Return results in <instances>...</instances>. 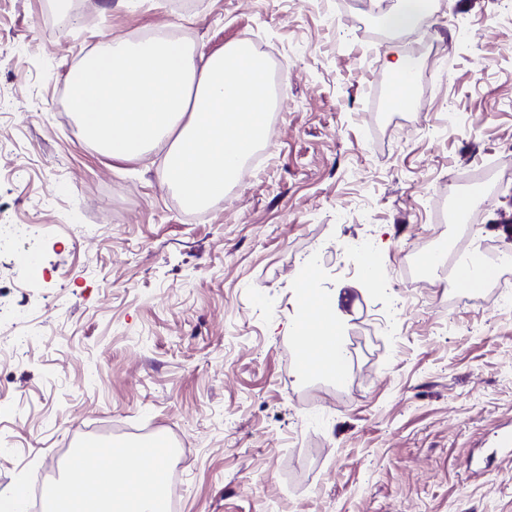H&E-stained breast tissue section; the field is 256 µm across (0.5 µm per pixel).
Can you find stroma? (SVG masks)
<instances>
[{"mask_svg":"<svg viewBox=\"0 0 512 512\" xmlns=\"http://www.w3.org/2000/svg\"><path fill=\"white\" fill-rule=\"evenodd\" d=\"M0 0V310L54 336L0 361V500L38 512L78 442L175 447L174 512H512V306L498 266L459 287L429 243L512 250L506 0ZM247 45L282 77L260 163L189 208L169 143L86 141L69 76L101 41ZM415 55L393 107L386 63ZM470 207L459 211L458 198ZM95 236L87 244L85 232ZM340 295L345 374L296 360L297 282ZM424 0H402L401 8L394 14L387 15L384 22L393 29H405L410 27L423 14Z\"/></svg>","mask_w":512,"mask_h":512,"instance_id":"1","label":"stroma"}]
</instances>
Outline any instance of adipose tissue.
I'll return each mask as SVG.
<instances>
[{"label":"adipose tissue","instance_id":"obj_1","mask_svg":"<svg viewBox=\"0 0 512 512\" xmlns=\"http://www.w3.org/2000/svg\"><path fill=\"white\" fill-rule=\"evenodd\" d=\"M265 76L240 45L207 55L174 40L104 41L69 79L85 138L112 158H140L167 138L166 177L186 205L202 207L268 134ZM165 485L148 448L113 458L108 480L74 475L48 494L49 512H165Z\"/></svg>","mask_w":512,"mask_h":512}]
</instances>
